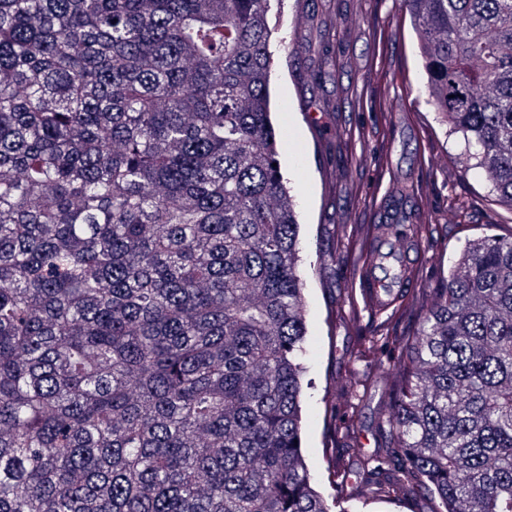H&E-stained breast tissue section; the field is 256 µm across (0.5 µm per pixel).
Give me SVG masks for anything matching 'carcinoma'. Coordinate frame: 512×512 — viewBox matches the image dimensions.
<instances>
[{
    "label": "carcinoma",
    "mask_w": 512,
    "mask_h": 512,
    "mask_svg": "<svg viewBox=\"0 0 512 512\" xmlns=\"http://www.w3.org/2000/svg\"><path fill=\"white\" fill-rule=\"evenodd\" d=\"M404 3L460 168L512 210V0ZM272 35L270 0H0V512H332ZM413 314L336 500L512 512V234Z\"/></svg>",
    "instance_id": "carcinoma-1"
}]
</instances>
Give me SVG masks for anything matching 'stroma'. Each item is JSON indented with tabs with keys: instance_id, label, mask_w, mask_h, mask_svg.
Returning <instances> with one entry per match:
<instances>
[{
	"instance_id": "1",
	"label": "stroma",
	"mask_w": 512,
	"mask_h": 512,
	"mask_svg": "<svg viewBox=\"0 0 512 512\" xmlns=\"http://www.w3.org/2000/svg\"><path fill=\"white\" fill-rule=\"evenodd\" d=\"M277 22L272 112L302 223L307 352L302 396L313 486L333 499L328 434L350 473L377 446L391 408L397 351H352L362 308L363 235L382 224L424 228L409 296H423L453 266L465 239L512 233V211L480 176L455 162L461 145L427 101L425 74L402 0H272ZM350 389L354 399L342 391Z\"/></svg>"
}]
</instances>
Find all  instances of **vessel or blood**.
<instances>
[{
  "label": "vessel or blood",
  "instance_id": "vessel-or-blood-1",
  "mask_svg": "<svg viewBox=\"0 0 512 512\" xmlns=\"http://www.w3.org/2000/svg\"><path fill=\"white\" fill-rule=\"evenodd\" d=\"M417 245L414 237L400 241L383 237L376 252L364 259L363 294L371 308L386 310L397 304L400 290L412 274L410 253Z\"/></svg>",
  "mask_w": 512,
  "mask_h": 512
}]
</instances>
